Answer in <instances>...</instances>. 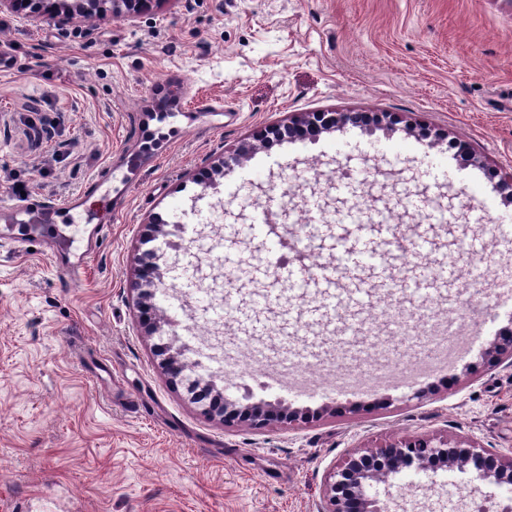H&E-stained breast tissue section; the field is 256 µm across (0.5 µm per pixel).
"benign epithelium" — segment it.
<instances>
[{"label": "benign epithelium", "instance_id": "1", "mask_svg": "<svg viewBox=\"0 0 512 512\" xmlns=\"http://www.w3.org/2000/svg\"><path fill=\"white\" fill-rule=\"evenodd\" d=\"M13 12L20 16L37 14L42 19L65 26L78 18L85 20L101 19L112 12L136 17L148 11L163 0H5ZM345 126L359 127L370 132L383 130L391 135L402 131L417 133L422 139L440 140V133L430 128L414 130L410 126H400V120L388 113L369 112H310L301 113L281 126L265 129L263 139L280 141L290 139L315 140L324 133L335 132ZM183 229L175 224L166 230L164 225L153 221L145 225L142 241L157 240L162 257L168 251L185 253L189 245L176 241L173 236ZM269 231L279 239L284 249L295 251L294 258L304 264L305 252L297 249L300 231L288 235V227L278 222V214L269 218ZM137 294L140 323L146 335L157 336L161 322L156 313L157 294L168 287L164 273L153 272L141 266L131 284ZM155 351L163 356L162 365L169 378L180 382L188 400L200 408L209 418L230 423L239 422L253 430H263L275 423H292L302 419L306 411L293 409L279 402L262 401L242 403L229 399L224 393L209 399L215 385L199 373H188L183 363L186 347L172 346L169 342L156 344ZM488 364L491 367L507 364L512 366V327L494 337L488 351ZM448 466H458L472 471L476 478L497 490L512 491V453L502 454L488 450L478 451L462 441L451 442L448 438L429 434L406 435L379 447H364L347 453L333 465L325 478L322 496L316 512H390L386 503L372 493L375 485L387 483L408 472L435 471Z\"/></svg>", "mask_w": 512, "mask_h": 512}]
</instances>
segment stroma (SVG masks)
Segmentation results:
<instances>
[{
	"label": "stroma",
	"instance_id": "35a3bbf8",
	"mask_svg": "<svg viewBox=\"0 0 512 512\" xmlns=\"http://www.w3.org/2000/svg\"><path fill=\"white\" fill-rule=\"evenodd\" d=\"M323 111L396 113L446 138L349 126L257 146L202 189L264 126ZM116 169L127 182L78 277L38 239L0 241V512H316L328 469L357 447L434 434L512 451V367L486 364L512 298L476 297L512 274V206L492 177L512 171V0H168L65 27L1 9L0 207L59 205ZM219 201L236 312L223 357L199 371L307 422L257 433L206 417L141 328L143 224L197 225ZM270 211L339 224L310 253L320 266L361 239L384 250L397 233L407 248L383 271L338 273L335 311L269 274V236L241 235ZM182 265L170 254L157 304L199 348L185 326L207 298ZM410 365L423 376L393 383ZM375 493L408 512L503 498L455 468Z\"/></svg>",
	"mask_w": 512,
	"mask_h": 512
}]
</instances>
